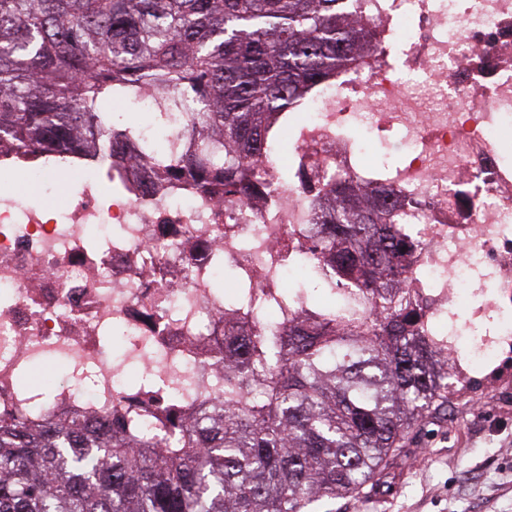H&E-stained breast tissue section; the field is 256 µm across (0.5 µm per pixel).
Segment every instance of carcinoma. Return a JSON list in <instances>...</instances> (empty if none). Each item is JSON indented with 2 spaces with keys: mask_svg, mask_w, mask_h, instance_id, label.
I'll return each mask as SVG.
<instances>
[{
  "mask_svg": "<svg viewBox=\"0 0 512 512\" xmlns=\"http://www.w3.org/2000/svg\"><path fill=\"white\" fill-rule=\"evenodd\" d=\"M354 0H0V138L22 154L84 158L112 181L137 126L113 110L150 93L151 125L185 98L189 154L144 143L157 172L249 199L255 170L282 153V128L357 58ZM303 315L274 335L224 329L236 377L159 449L135 420L88 429L0 420V512H311L352 496L410 431L448 414L468 380L435 359L410 293L396 211L330 184ZM227 306L296 303L294 289L236 280ZM329 290L327 305L313 290Z\"/></svg>",
  "mask_w": 512,
  "mask_h": 512,
  "instance_id": "obj_1",
  "label": "carcinoma"
}]
</instances>
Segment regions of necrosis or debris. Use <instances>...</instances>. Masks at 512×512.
<instances>
[{
  "mask_svg": "<svg viewBox=\"0 0 512 512\" xmlns=\"http://www.w3.org/2000/svg\"><path fill=\"white\" fill-rule=\"evenodd\" d=\"M354 17L374 46L297 113L288 155L263 159L249 206L176 180L150 188L145 128L112 195L79 160L62 176L34 167L21 186L0 179V420L134 415L168 442L224 387L231 314L214 257L262 291L299 280L314 266V202L341 178L375 185L376 149L401 153L384 183L411 229L406 286L440 354L475 367L512 349L508 319L462 358L448 320L464 288L512 312V0H361ZM114 331L116 359L102 344ZM45 363L64 371L48 398L19 390V373ZM132 365L151 379L137 391Z\"/></svg>",
  "mask_w": 512,
  "mask_h": 512,
  "instance_id": "1",
  "label": "necrosis or debris"
}]
</instances>
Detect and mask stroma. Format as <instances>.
Instances as JSON below:
<instances>
[{
	"label": "stroma",
	"instance_id": "obj_1",
	"mask_svg": "<svg viewBox=\"0 0 512 512\" xmlns=\"http://www.w3.org/2000/svg\"><path fill=\"white\" fill-rule=\"evenodd\" d=\"M474 374L361 497L323 500L316 512H512V357Z\"/></svg>",
	"mask_w": 512,
	"mask_h": 512
}]
</instances>
